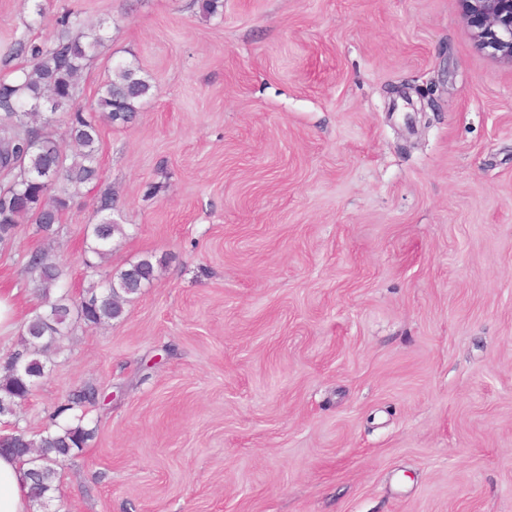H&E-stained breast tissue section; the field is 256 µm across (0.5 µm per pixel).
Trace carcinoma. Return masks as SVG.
<instances>
[{
	"label": "carcinoma",
	"instance_id": "carcinoma-1",
	"mask_svg": "<svg viewBox=\"0 0 512 512\" xmlns=\"http://www.w3.org/2000/svg\"><path fill=\"white\" fill-rule=\"evenodd\" d=\"M59 34L42 42L26 37L14 43L13 55L27 57V63L12 71V78H0V173L9 178L0 187V241L12 238L16 224L28 220L45 237L53 236L55 224L70 199L98 179V114L112 124H125L150 96L152 85L141 71L118 64L102 85L94 105H76L80 97L79 77L90 61L100 38L95 34L71 35L80 25L79 15L63 13ZM59 103L67 113V134L74 150L67 153L48 132L54 113L38 109ZM125 234L124 225L112 221L91 224L87 235L93 245L88 251L103 256L116 236ZM28 269L37 274L40 305L32 309L22 336L23 350L12 354L0 377V417H13L17 408L45 376L43 357L52 343L65 335L72 318L97 325L119 318L124 305L141 293L154 277V265L141 259L106 278L99 287L89 288L74 301L69 294L56 293L62 271L48 255L35 250ZM100 393L91 385L75 391L56 415L72 419L39 439L17 430L5 439L0 454L18 458L29 465V495L43 506L57 490V467L82 451L94 430L87 427L86 408L99 402Z\"/></svg>",
	"mask_w": 512,
	"mask_h": 512
}]
</instances>
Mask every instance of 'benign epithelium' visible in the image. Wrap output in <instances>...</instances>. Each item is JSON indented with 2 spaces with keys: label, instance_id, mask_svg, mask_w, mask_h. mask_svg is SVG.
Returning <instances> with one entry per match:
<instances>
[{
  "label": "benign epithelium",
  "instance_id": "1",
  "mask_svg": "<svg viewBox=\"0 0 512 512\" xmlns=\"http://www.w3.org/2000/svg\"><path fill=\"white\" fill-rule=\"evenodd\" d=\"M479 45L512 63V0H461Z\"/></svg>",
  "mask_w": 512,
  "mask_h": 512
}]
</instances>
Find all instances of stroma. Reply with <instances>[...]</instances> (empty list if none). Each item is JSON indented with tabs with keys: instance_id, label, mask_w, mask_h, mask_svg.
I'll return each mask as SVG.
<instances>
[{
	"instance_id": "1",
	"label": "stroma",
	"mask_w": 512,
	"mask_h": 512,
	"mask_svg": "<svg viewBox=\"0 0 512 512\" xmlns=\"http://www.w3.org/2000/svg\"><path fill=\"white\" fill-rule=\"evenodd\" d=\"M0 0V58L100 31L150 96L102 124L93 194L51 239L0 246L38 304L42 248L71 298L148 257L111 322L73 321L12 427L55 428L86 385L95 433L43 512H512V63L460 0ZM125 229L123 224H116L115 222L108 221L102 224H91L87 228V236L92 239L93 245L88 247V251L98 257H102L108 247L112 243L115 236H123Z\"/></svg>"
}]
</instances>
